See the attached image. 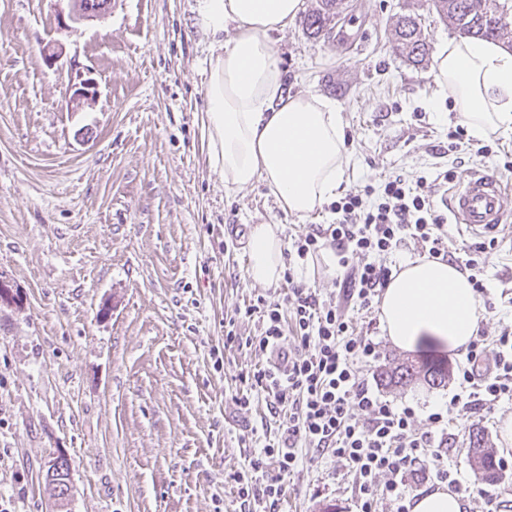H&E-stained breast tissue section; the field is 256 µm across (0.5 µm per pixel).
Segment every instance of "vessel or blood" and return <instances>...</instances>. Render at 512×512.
I'll return each mask as SVG.
<instances>
[{"label": "vessel or blood", "mask_w": 512, "mask_h": 512, "mask_svg": "<svg viewBox=\"0 0 512 512\" xmlns=\"http://www.w3.org/2000/svg\"><path fill=\"white\" fill-rule=\"evenodd\" d=\"M505 188L491 170L466 172L450 196L444 197L452 223L477 235L497 232L504 220Z\"/></svg>", "instance_id": "1"}]
</instances>
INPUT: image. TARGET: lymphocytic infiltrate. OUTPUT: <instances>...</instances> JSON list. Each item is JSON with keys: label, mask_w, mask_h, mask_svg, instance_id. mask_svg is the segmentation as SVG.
<instances>
[{"label": "lymphocytic infiltrate", "mask_w": 512, "mask_h": 512, "mask_svg": "<svg viewBox=\"0 0 512 512\" xmlns=\"http://www.w3.org/2000/svg\"><path fill=\"white\" fill-rule=\"evenodd\" d=\"M328 209L331 223L310 225L292 237L288 265L300 268L322 250H334L349 270L339 291L324 296L294 281L282 299L260 294L244 310L257 320L246 347L275 357L248 373L249 391L233 398L244 412L264 401L275 424L272 437L246 457L236 478L247 512L279 501L283 478L302 464L305 448L352 475L359 512H376L381 495L392 512H408L411 477L419 468L438 482L459 484L445 442L437 437L449 418L433 413L430 429L416 430L411 407L396 406L373 389L363 368L375 359L376 347L355 335L351 317L352 311L370 310L387 288L393 275L387 258L399 248L413 244L420 254L456 262L448 212L436 204L427 177L399 174L385 176L379 188L346 194ZM466 360L459 376L470 390L452 399L462 412H489L502 398L512 399V334L474 341Z\"/></svg>", "instance_id": "1"}]
</instances>
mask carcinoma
I'll use <instances>...</instances> for the list:
<instances>
[{
    "label": "carcinoma",
    "instance_id": "cac0c4a2",
    "mask_svg": "<svg viewBox=\"0 0 512 512\" xmlns=\"http://www.w3.org/2000/svg\"><path fill=\"white\" fill-rule=\"evenodd\" d=\"M437 13L448 26L464 37H482L512 48V0H433ZM342 0H316L303 17L302 24L314 37L326 35L339 16ZM394 48L408 61L419 64L428 54L426 36L418 18L409 14L398 17L394 26ZM450 369L442 362L418 365L405 361L379 373L387 386H408L416 380L440 387L447 384ZM470 462L481 482L492 485L500 478L499 462L488 446L484 431L475 427L468 432Z\"/></svg>",
    "mask_w": 512,
    "mask_h": 512
}]
</instances>
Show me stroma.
Wrapping results in <instances>:
<instances>
[{"instance_id":"35a3bbf8","label":"stroma","mask_w":512,"mask_h":512,"mask_svg":"<svg viewBox=\"0 0 512 512\" xmlns=\"http://www.w3.org/2000/svg\"><path fill=\"white\" fill-rule=\"evenodd\" d=\"M332 35L301 22L272 39L286 91L313 93L340 108L345 149L357 166L339 189L379 186L384 175L413 180L450 169L497 170L512 137H489L492 153L448 148L462 117L432 108L434 58L412 65L392 49L397 17L419 15L430 47L454 37L430 0H344ZM59 0H0V276L20 289V307H0V493L11 512H240L235 477L249 450L243 430L266 412H241L238 376L263 358L225 347L224 326L254 335L243 313L255 292L246 279L248 230L279 225L283 236L333 219L327 209L282 211L264 182L228 190L207 160L205 81L220 44L202 23V0H115L111 14L58 28ZM60 46L48 63L43 49ZM96 93L70 111V88ZM506 224L478 254L487 287L481 328L512 333V174ZM356 335L378 356L363 368L407 358L383 335L378 313L356 315ZM421 361H447L445 386L380 388L430 413L459 393L463 364L441 346ZM512 400L450 426L448 462L468 488L469 512L512 506V451L499 429ZM480 426L506 462L499 485L482 484L468 456ZM70 463L64 510L44 490L57 449ZM274 512H357L352 478L323 459L284 480Z\"/></svg>"}]
</instances>
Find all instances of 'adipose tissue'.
<instances>
[{
    "mask_svg": "<svg viewBox=\"0 0 512 512\" xmlns=\"http://www.w3.org/2000/svg\"><path fill=\"white\" fill-rule=\"evenodd\" d=\"M212 32L233 29L210 67L205 85L209 162L230 189L264 182L283 211L307 216L335 197L353 159L344 150L340 111L311 93L283 92L272 35L294 21L303 0H203ZM434 108L452 103L471 136L512 135V50L472 37L451 38L437 49ZM247 278L276 284L284 242L275 224L247 235ZM484 308L466 273L427 257L405 259L385 289L380 325L405 351L435 342L466 351L477 338Z\"/></svg>",
    "mask_w": 512,
    "mask_h": 512,
    "instance_id": "1",
    "label": "adipose tissue"
}]
</instances>
